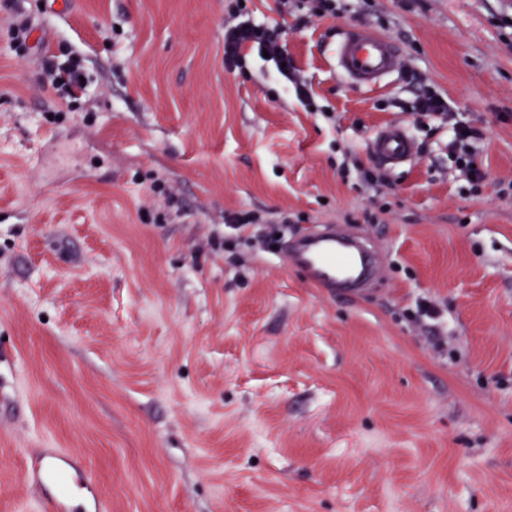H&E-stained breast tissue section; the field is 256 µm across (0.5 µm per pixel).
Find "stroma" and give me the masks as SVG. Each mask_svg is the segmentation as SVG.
<instances>
[{
    "instance_id": "obj_1",
    "label": "stroma",
    "mask_w": 512,
    "mask_h": 512,
    "mask_svg": "<svg viewBox=\"0 0 512 512\" xmlns=\"http://www.w3.org/2000/svg\"><path fill=\"white\" fill-rule=\"evenodd\" d=\"M17 0L0 6V512H45L25 472L74 455L98 512H512V0H242L283 30L307 110L256 52L224 68L233 0ZM394 40L381 87L337 72L341 34ZM78 57L80 99L41 88ZM484 133L472 187L409 72ZM415 141L372 194L389 124ZM172 188L178 205L155 195ZM343 224L385 260L357 301L278 252L223 249L225 214ZM440 306L437 351L410 320Z\"/></svg>"
}]
</instances>
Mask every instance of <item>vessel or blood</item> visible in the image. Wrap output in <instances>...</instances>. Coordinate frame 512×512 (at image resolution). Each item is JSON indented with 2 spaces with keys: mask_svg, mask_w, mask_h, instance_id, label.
I'll use <instances>...</instances> for the list:
<instances>
[{
  "mask_svg": "<svg viewBox=\"0 0 512 512\" xmlns=\"http://www.w3.org/2000/svg\"><path fill=\"white\" fill-rule=\"evenodd\" d=\"M401 50L397 43L365 27L346 30L336 49L339 73L354 87L373 90L399 66ZM372 154L381 162L395 166L410 160L414 147L407 131L398 125L380 130L371 144ZM287 266L299 270L309 285L329 296L350 300L363 295L376 280L383 258L358 241L342 226L328 224L288 240L282 246ZM81 470L73 455L46 449L31 475L46 484L53 512H75L71 494L47 484L48 475L69 480Z\"/></svg>",
  "mask_w": 512,
  "mask_h": 512,
  "instance_id": "obj_1",
  "label": "vessel or blood"
}]
</instances>
